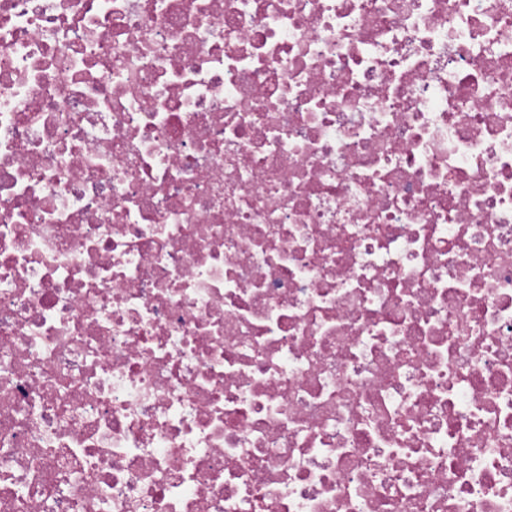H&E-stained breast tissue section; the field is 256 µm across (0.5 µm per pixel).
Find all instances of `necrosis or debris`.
<instances>
[{
	"mask_svg": "<svg viewBox=\"0 0 512 512\" xmlns=\"http://www.w3.org/2000/svg\"><path fill=\"white\" fill-rule=\"evenodd\" d=\"M0 512H512V0H0Z\"/></svg>",
	"mask_w": 512,
	"mask_h": 512,
	"instance_id": "4bbe7bcc",
	"label": "necrosis or debris"
}]
</instances>
